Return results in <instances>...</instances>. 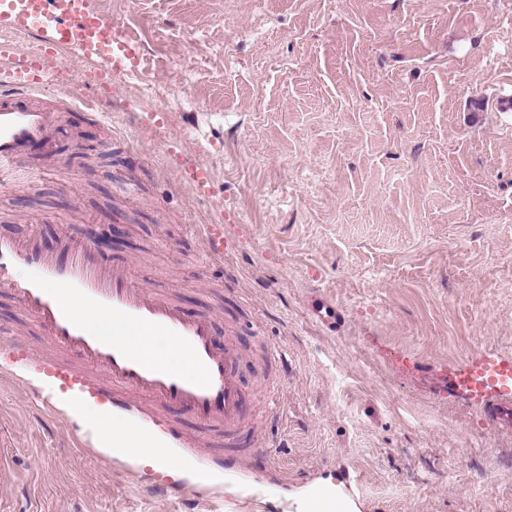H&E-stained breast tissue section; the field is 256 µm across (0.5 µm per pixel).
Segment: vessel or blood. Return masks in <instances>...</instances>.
Listing matches in <instances>:
<instances>
[{
    "instance_id": "b4317fda",
    "label": "vessel or blood",
    "mask_w": 512,
    "mask_h": 512,
    "mask_svg": "<svg viewBox=\"0 0 512 512\" xmlns=\"http://www.w3.org/2000/svg\"><path fill=\"white\" fill-rule=\"evenodd\" d=\"M0 30L32 33L39 42L37 52L22 56L0 47L8 57L0 65V183L17 184L31 175L32 147L52 159V133L74 108L69 92L52 104L43 98V79L55 68L58 51L85 61L84 84L90 88L107 85L112 71H137L139 61L129 53L128 35L89 0H0ZM200 237L203 264L223 263V225H201ZM0 293L49 340L34 364L41 380L28 388L44 412L75 413L96 401L113 424L152 420L199 461L205 475L192 491L198 499L214 495L206 474L222 473L227 460L265 454L267 441L247 422L239 345L230 339L217 343L211 317H185L166 285L137 284L130 265L103 266L92 245L67 234L52 250L34 237H0ZM80 301L111 316V335L81 317ZM136 328L174 343L187 355L184 365L148 357L128 339ZM479 369L488 375L480 394L486 418L512 424V366L485 362ZM174 408L194 420L195 432H185L171 417Z\"/></svg>"
}]
</instances>
